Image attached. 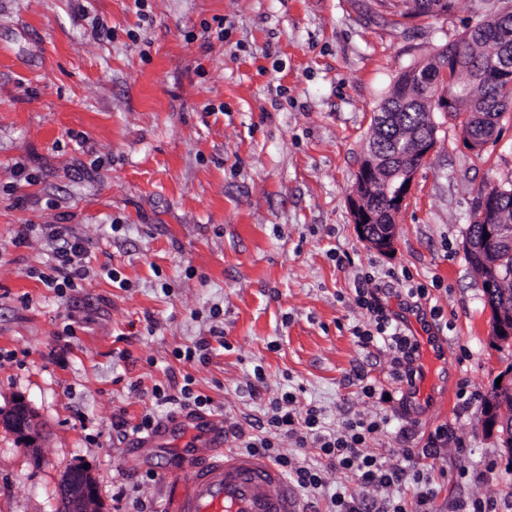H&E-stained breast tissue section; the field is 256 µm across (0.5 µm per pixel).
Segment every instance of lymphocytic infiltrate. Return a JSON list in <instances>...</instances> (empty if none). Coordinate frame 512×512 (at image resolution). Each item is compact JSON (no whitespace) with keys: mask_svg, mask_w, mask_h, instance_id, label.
<instances>
[{"mask_svg":"<svg viewBox=\"0 0 512 512\" xmlns=\"http://www.w3.org/2000/svg\"><path fill=\"white\" fill-rule=\"evenodd\" d=\"M49 236L57 240L58 245L49 257L51 273L44 276L43 282L59 291L74 287L76 281L85 279L89 273L84 263L85 248L65 229H51ZM355 291L359 306L370 315L367 328L356 332L361 345L388 344L395 353L396 380L412 381V364L418 350L416 342L404 334L396 320L389 316L379 298L378 287L361 280ZM320 414V409L311 405L296 408L294 395L285 394L272 402L266 422L260 424L258 433L250 435L242 446L246 452L268 456L284 467L303 491L321 493L326 488L325 469L304 463L290 465L287 455L281 453L278 446L282 438L294 440L299 445L310 441L318 448L320 457L325 459L326 469L349 474L360 486L380 487L387 492L383 505L379 507L360 502L354 495L334 492L330 497L331 512H433L435 491L426 465L388 468L374 456L364 453L366 438L378 429V422L353 419L346 421L341 429L327 431L321 425ZM408 484L413 487V495L409 498L401 494L403 486Z\"/></svg>","mask_w":512,"mask_h":512,"instance_id":"f902f5d3","label":"lymphocytic infiltrate"}]
</instances>
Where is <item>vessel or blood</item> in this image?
<instances>
[{
	"label": "vessel or blood",
	"mask_w": 512,
	"mask_h": 512,
	"mask_svg": "<svg viewBox=\"0 0 512 512\" xmlns=\"http://www.w3.org/2000/svg\"><path fill=\"white\" fill-rule=\"evenodd\" d=\"M201 436L210 456L192 469L177 512H304L296 489L267 458L226 451L218 423Z\"/></svg>",
	"instance_id": "1"
}]
</instances>
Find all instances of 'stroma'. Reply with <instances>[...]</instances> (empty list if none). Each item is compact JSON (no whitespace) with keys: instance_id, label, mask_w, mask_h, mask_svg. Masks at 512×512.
<instances>
[{"instance_id":"1","label":"stroma","mask_w":512,"mask_h":512,"mask_svg":"<svg viewBox=\"0 0 512 512\" xmlns=\"http://www.w3.org/2000/svg\"><path fill=\"white\" fill-rule=\"evenodd\" d=\"M481 18L479 0L413 20L373 0H0V409L23 397L40 431L33 452L0 425V512H59L62 476L84 464L106 512H175L206 449L151 391L186 382L232 452L235 425L286 392L331 429L384 417L365 446L388 465L444 429L435 512H512V456L482 425L512 341L492 339L464 251L479 188L512 179V105L479 151L432 112L391 250L360 238L347 203L397 76ZM46 224L89 259L61 295L40 280ZM390 270L427 290L413 334L446 347L422 405L393 383L392 352L354 336L358 277ZM216 329L209 360L177 358ZM147 414L169 426L163 445L116 431Z\"/></svg>"}]
</instances>
